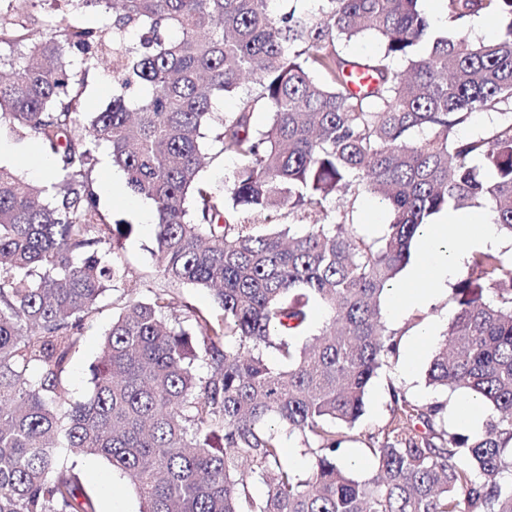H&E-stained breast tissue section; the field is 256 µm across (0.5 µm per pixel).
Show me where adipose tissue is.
I'll list each match as a JSON object with an SVG mask.
<instances>
[{
    "label": "adipose tissue",
    "instance_id": "obj_1",
    "mask_svg": "<svg viewBox=\"0 0 512 512\" xmlns=\"http://www.w3.org/2000/svg\"><path fill=\"white\" fill-rule=\"evenodd\" d=\"M499 244L496 225L490 214L448 210L436 224L423 225L418 236V251L403 283L387 293L391 317H398L405 307H425L447 288L470 249L494 248Z\"/></svg>",
    "mask_w": 512,
    "mask_h": 512
}]
</instances>
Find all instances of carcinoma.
Listing matches in <instances>:
<instances>
[{
    "label": "carcinoma",
    "mask_w": 512,
    "mask_h": 512,
    "mask_svg": "<svg viewBox=\"0 0 512 512\" xmlns=\"http://www.w3.org/2000/svg\"><path fill=\"white\" fill-rule=\"evenodd\" d=\"M31 2L8 0L0 18V129L37 138L56 169L40 187L0 167V512H97L63 448L106 459L140 512H512V260L491 250L454 284L426 374L489 405L483 430H450L448 404L393 387L374 474L338 463L398 353L381 298L421 226L486 207L512 238V0H443L452 22H504L471 45L436 33L420 0H68L92 23L60 20L39 40ZM365 36L382 51L347 55ZM103 65L112 99L81 128L85 82ZM230 93L239 110L218 114ZM258 105L270 122L255 131ZM484 112L489 128L460 135ZM213 123L237 160L222 196L200 177ZM102 146L155 206L158 283L130 273L120 251L132 227L100 209ZM364 192L390 215L377 241L352 222ZM283 208L308 223H276ZM180 284L211 290L220 313L170 320ZM143 288L153 297L134 298ZM118 289L129 301L76 400L82 326ZM271 421L301 434L308 476L282 461Z\"/></svg>",
    "instance_id": "cac0c4a2"
}]
</instances>
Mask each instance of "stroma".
<instances>
[{
    "mask_svg": "<svg viewBox=\"0 0 512 512\" xmlns=\"http://www.w3.org/2000/svg\"><path fill=\"white\" fill-rule=\"evenodd\" d=\"M422 10L431 20L437 32L450 38L466 37L477 42L492 38L501 28V21L491 15H482L472 21L470 29H462L441 18V0H421ZM0 147L6 153L0 157V166L14 170L23 180L33 184L49 181V173L41 172L40 166L48 160L49 154L34 137L16 138L10 134L0 135ZM100 207L112 220L131 224L133 231L125 240L121 258L134 275L147 281H159L155 252L156 225L151 218L155 209L149 200H135L125 183H118L112 195L100 198ZM125 304L119 292H106L96 313L85 323L80 348L74 356L69 374L76 399H85L89 393L90 368L100 356L101 345L106 330L113 317L118 315ZM455 315V305L451 297H439L427 308L409 309L400 317L388 318L387 324L394 330L400 341L401 350L390 359L388 366L380 370L366 395L365 413L350 441L343 445L344 453H354L368 457L370 444L377 440L382 429L391 418V389H399L408 400L422 405L445 402L456 405L457 395L429 387L425 380L426 370L432 358L431 352H424L412 375H404L402 365L413 334L422 326L433 325L435 341H442L443 334Z\"/></svg>",
    "mask_w": 512,
    "mask_h": 512,
    "instance_id": "stroma-1",
    "label": "stroma"
}]
</instances>
